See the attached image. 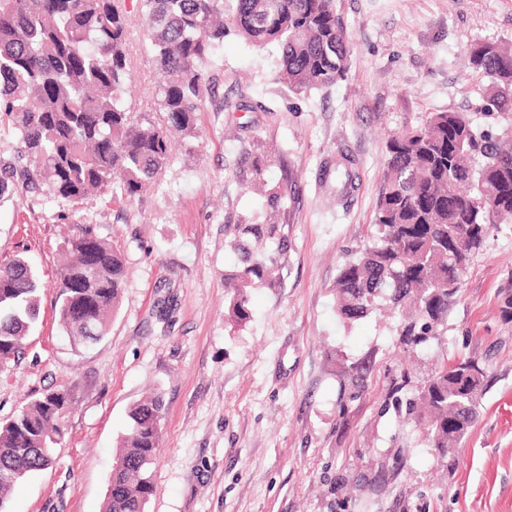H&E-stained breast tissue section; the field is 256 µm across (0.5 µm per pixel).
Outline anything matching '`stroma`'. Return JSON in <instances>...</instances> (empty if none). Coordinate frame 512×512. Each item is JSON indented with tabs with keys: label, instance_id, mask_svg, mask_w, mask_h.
I'll list each match as a JSON object with an SVG mask.
<instances>
[{
	"label": "stroma",
	"instance_id": "obj_1",
	"mask_svg": "<svg viewBox=\"0 0 512 512\" xmlns=\"http://www.w3.org/2000/svg\"><path fill=\"white\" fill-rule=\"evenodd\" d=\"M352 39L350 68L322 91L276 79L275 55L224 40V65L197 115L175 139L156 185L132 199L93 196L79 207L46 195L0 200V263L26 258L41 304L18 361L0 369V422L25 401L73 383L63 442L51 467L17 484L8 512H101L129 407L165 393L162 439L147 512H512V322L499 293L512 280V223L491 225L448 308L441 341L398 352L394 318L352 324L336 314L340 268L370 241L388 137L432 112H461L477 132L512 128L485 112L486 82L469 70L474 42L512 43V0H335ZM135 107L153 111L161 72L138 7L129 12ZM293 183L277 209L253 184ZM353 158L348 203L324 162ZM275 214L288 237L277 287L252 289V318L228 321L224 275L234 224ZM83 225L125 263L126 284L107 336L74 346L58 317L65 241ZM169 317H161L164 300ZM473 356L487 388L469 433L447 457L385 404L390 368L421 380L437 363ZM371 358L353 394L341 366ZM407 459L398 473L377 464ZM358 485L339 494L337 478Z\"/></svg>",
	"mask_w": 512,
	"mask_h": 512
}]
</instances>
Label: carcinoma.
Returning a JSON list of instances; mask_svg holds the SVG:
<instances>
[{"instance_id": "obj_1", "label": "carcinoma", "mask_w": 512, "mask_h": 512, "mask_svg": "<svg viewBox=\"0 0 512 512\" xmlns=\"http://www.w3.org/2000/svg\"><path fill=\"white\" fill-rule=\"evenodd\" d=\"M163 81L155 95L156 124L134 120L126 54V0H0V123L17 138L14 163L0 166V199L16 191H47L77 207L94 194L134 197L151 188L169 158L172 139L196 133L195 113L211 72L223 66L229 34L277 53L280 78L294 93L328 88L350 63V36L334 0H139ZM468 67L487 80L488 112H512V48L479 41ZM354 161L336 165V196L348 200ZM512 217V139L478 134L460 112H433L394 133L383 163V188L373 243L340 269L336 312L344 323L370 316L385 302L399 317L405 353L440 339L448 305L488 228ZM238 264L227 311L251 318V289L276 287L287 239L280 224L234 225ZM71 258L59 270V319L76 343L102 339L125 287V266L87 228L68 240ZM39 286L29 263L0 265V365L18 357L39 317ZM369 366L344 370L366 386ZM476 358L437 364L426 379L402 374L386 397L423 426L445 457L472 427L485 391ZM74 387L50 390L0 423V506L29 474L53 464ZM165 414L155 389L134 403L117 442L103 512H147L152 466Z\"/></svg>"}]
</instances>
